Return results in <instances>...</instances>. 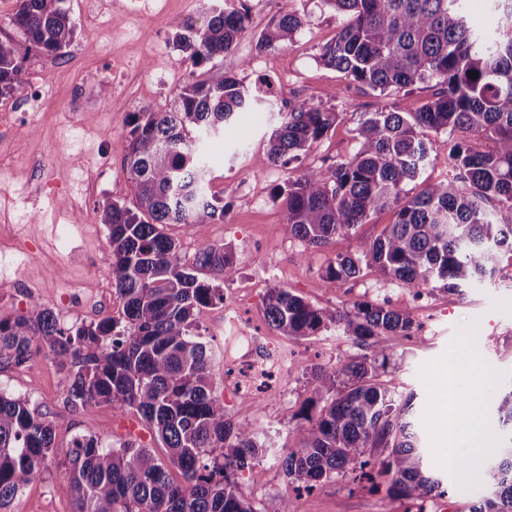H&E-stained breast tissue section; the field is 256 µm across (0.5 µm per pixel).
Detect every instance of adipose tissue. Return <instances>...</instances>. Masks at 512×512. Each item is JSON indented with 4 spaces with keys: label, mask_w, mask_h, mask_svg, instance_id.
Segmentation results:
<instances>
[{
    "label": "adipose tissue",
    "mask_w": 512,
    "mask_h": 512,
    "mask_svg": "<svg viewBox=\"0 0 512 512\" xmlns=\"http://www.w3.org/2000/svg\"><path fill=\"white\" fill-rule=\"evenodd\" d=\"M475 382L474 375L460 371L456 358H449L445 371L446 405L442 415L448 457H455L458 451L464 450L476 459L487 448L486 435L475 419L468 394Z\"/></svg>",
    "instance_id": "obj_1"
}]
</instances>
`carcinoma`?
<instances>
[{
  "mask_svg": "<svg viewBox=\"0 0 512 512\" xmlns=\"http://www.w3.org/2000/svg\"><path fill=\"white\" fill-rule=\"evenodd\" d=\"M65 0H16L10 17L19 37L0 39V98L22 83L35 54L60 58L74 26ZM340 17L320 60L384 103L356 129L357 148L327 167L307 166L273 188L272 202L288 231L314 249L336 237L352 250L328 260L323 277L342 284L365 269L408 288L440 283L457 290L494 279L501 254H512V0H489L502 24L471 29L465 0H321ZM246 13L213 8L201 20L170 23L173 42L191 73L232 49L245 31ZM304 26L281 12L257 38L260 51L285 48ZM478 77L471 78L469 73ZM432 83L437 92L416 112H400L389 96ZM269 83L249 88L232 77L188 80L166 112H135L123 143L137 203L103 205L109 229V275L122 301L118 315L65 330L54 312L35 305L26 315L0 317V364L28 363L46 346L65 372V402L74 412L110 406L137 411L166 448L161 458L138 440L110 447L93 434L64 449L51 424L27 398L0 392V512L52 458H63L75 512H254L242 498L239 475L262 477L266 448L258 432L225 418L213 388L216 357L198 332L195 312L224 302L220 286L199 279L207 268L236 274L231 248L208 243L205 226L227 212L208 191L202 136L226 130L238 112L263 102ZM340 113L305 101L284 113L269 139L275 163H301L336 126ZM454 136L449 180L411 196L405 186L428 162V136ZM489 146L480 148V141ZM384 210L395 214L373 239L356 227ZM166 224H193L200 248L193 264ZM269 326L299 339L332 326L371 349L372 357L339 369L313 371L312 396L300 411L297 447L280 459L285 474L308 484L349 471L387 495L424 501L440 481L427 470L413 417V397L380 379L377 356L387 341L408 336L415 324L403 310L360 302L340 314L317 308L285 288L267 294ZM493 405L502 446L484 471L491 494L470 512H512V388L495 385ZM387 455L371 461V449ZM183 482H174L169 467Z\"/></svg>",
  "mask_w": 512,
  "mask_h": 512,
  "instance_id": "1",
  "label": "carcinoma"
}]
</instances>
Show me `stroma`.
I'll list each match as a JSON object with an SVG mask.
<instances>
[{"label":"stroma","instance_id":"stroma-1","mask_svg":"<svg viewBox=\"0 0 512 512\" xmlns=\"http://www.w3.org/2000/svg\"><path fill=\"white\" fill-rule=\"evenodd\" d=\"M160 18L131 29L115 0L99 9L96 0H66L76 25L63 57L29 58L47 90L36 122L17 126L11 141L0 144V252L8 269L0 271V317L27 313L32 306L52 309L59 324L76 328L116 316L122 303L112 288L109 231L98 221V209L109 202L133 205V183L124 168L123 143L134 112H165L191 71L175 47L169 22L198 16L186 0H153ZM247 28L234 47L201 71L202 78L232 76L246 86L267 78L272 93L266 103L237 113L223 138L210 142L209 191L222 198L225 220L207 227L210 244L229 246L238 269L224 279L204 269L201 279L221 286L225 301L200 308L197 322L218 356L214 388L224 412L236 423L252 426L267 452L263 477H243L239 488L253 508L284 495L292 512H469L479 491L462 487L463 469L451 468L442 442V372L449 356L468 354L473 369L489 376L512 373V260H502L495 281L451 291L428 289L416 297L403 285L384 281L370 271L349 282H326L322 269L329 259L348 252L351 241L338 238L324 251L308 248L281 222L271 200L273 188L297 177L300 167L273 164L267 140L279 113L301 101L322 103L340 112L335 128L314 144L305 164L347 159L356 150V129L364 113L380 100L369 89L351 85L325 67L319 54L336 34L339 20L321 0H243ZM295 11L305 26L287 48L262 52L257 38L273 16ZM82 85L86 102L68 126H59L56 112L71 84ZM447 133L429 137V162L407 186L417 194L424 185L449 179ZM50 162L63 192L35 191L43 162ZM26 265L24 284H17L12 266ZM285 288L318 308L347 311L357 302L386 303L409 312L417 331L392 338L382 372L397 392L413 395L418 430L429 471L440 480L442 494L423 504L387 496L370 482H352L336 474L306 490L292 484L278 462L295 447L298 413L311 395V370L338 368L367 356L341 331L331 328L308 338L280 336L265 320L270 289ZM267 337L285 346L288 368L254 377L251 364L236 359L243 332ZM64 373L46 352L34 353L22 366L0 365V389L27 397L51 423L57 447H68L80 434H95L104 445L132 436L145 445L154 440L134 410L117 415L100 406L73 412L64 402ZM12 512H74L63 466L49 461L12 505Z\"/></svg>","mask_w":512,"mask_h":512}]
</instances>
